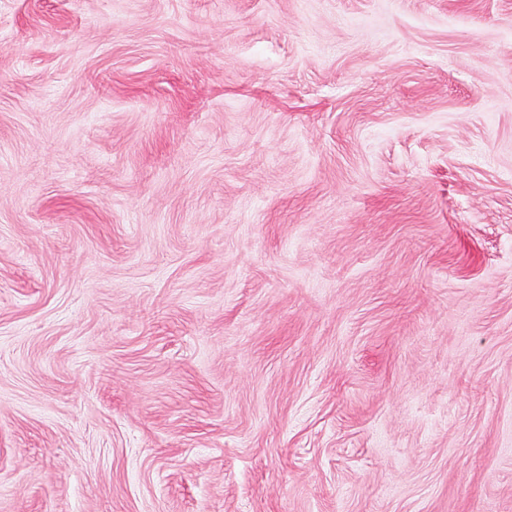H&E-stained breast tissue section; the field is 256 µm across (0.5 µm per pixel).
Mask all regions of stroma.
Listing matches in <instances>:
<instances>
[{
    "mask_svg": "<svg viewBox=\"0 0 512 512\" xmlns=\"http://www.w3.org/2000/svg\"><path fill=\"white\" fill-rule=\"evenodd\" d=\"M0 512H512V0H0Z\"/></svg>",
    "mask_w": 512,
    "mask_h": 512,
    "instance_id": "1",
    "label": "stroma"
}]
</instances>
